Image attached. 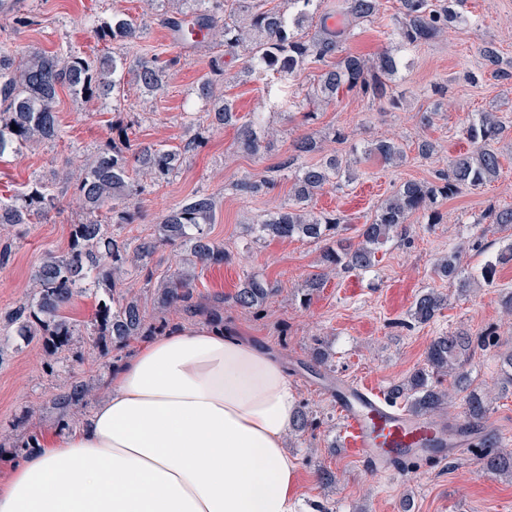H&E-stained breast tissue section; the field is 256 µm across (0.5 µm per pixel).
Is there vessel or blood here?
<instances>
[{"label":"vessel or blood","instance_id":"vessel-or-blood-1","mask_svg":"<svg viewBox=\"0 0 512 512\" xmlns=\"http://www.w3.org/2000/svg\"><path fill=\"white\" fill-rule=\"evenodd\" d=\"M330 396L343 418L349 449L378 476L404 471L416 461L458 456L486 435L484 427L464 419L447 425L403 411L372 384L340 379Z\"/></svg>","mask_w":512,"mask_h":512}]
</instances>
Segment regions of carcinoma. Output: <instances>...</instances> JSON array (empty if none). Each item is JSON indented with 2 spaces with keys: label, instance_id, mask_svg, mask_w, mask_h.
Returning <instances> with one entry per match:
<instances>
[{
  "label": "carcinoma",
  "instance_id": "1",
  "mask_svg": "<svg viewBox=\"0 0 512 512\" xmlns=\"http://www.w3.org/2000/svg\"><path fill=\"white\" fill-rule=\"evenodd\" d=\"M197 8L191 14L166 11L160 23L172 40L187 42H217L229 52L241 50L247 64L244 73L252 77L274 74L266 83V95L283 107L296 103L288 99V87L300 84L301 76L310 63L321 66L318 83L305 97L307 104L334 101L342 91H356L379 103L392 102L390 83L399 73L403 57L399 53L416 48L450 30L461 32L468 26L464 6L466 0H399L400 12L395 18L391 36L394 46L380 52L376 58L365 57L344 48V43L360 24L369 22L380 9V0H342L343 22L331 27L332 14L327 0H288L294 10L265 8L260 0H193ZM318 18L315 32L303 34L307 19ZM144 27L124 14H115L99 25L101 39L112 46V55L95 64L71 51H19L0 46V158L16 152L27 144H42L59 138L61 133L55 103L61 88L71 95L91 101L118 95L128 74L147 91L160 89L169 67L157 59L127 66L120 50L135 43ZM229 81L222 63L215 59L209 70L198 80V97L209 104L211 122L236 127L240 147L258 153L269 136L266 123L254 115L244 119L235 111L233 102L224 94ZM512 133L495 112H480L462 130L471 149L448 162V172L435 181L408 180L384 200L371 221L360 230L356 244L340 237L343 216L337 213H316L311 209L314 198L328 187L338 188L343 178H352L355 166L377 156L391 165L406 160V152L395 141L376 140L363 147L353 146L350 159L335 154L315 163H303L301 158L318 151L319 143L312 134H304L293 143L294 153L281 166L292 170L288 203L278 211L252 224L256 238L301 239L320 245L321 262L326 270L365 272L375 268L378 253L394 239L409 237V220L419 216L429 224L442 220L437 203L459 195L465 189L477 190L495 180L501 173L500 154L492 148ZM201 146L197 138L181 145L159 148L153 144L134 151L107 143L90 157L73 184V196L81 207L84 219L74 225L69 250L60 256L47 253L31 276V298L19 303L0 318L4 337L0 352L11 336L28 338L41 333L51 351L56 353L70 345L77 324L65 311L76 296L98 292L105 287L107 298L99 301L94 334L89 336L101 351L121 348L152 329L166 325H147L140 301L122 287L129 269H137L161 245L190 250V264L224 263V249L213 243L204 225L213 221L215 200L211 195L194 193L167 213L160 222V235L155 239L120 240L110 231L114 224H127L131 208L148 184L165 181L177 169L180 160ZM269 179L244 178L235 184L236 190L256 195L270 188ZM55 197L40 183L32 187L23 205L0 201V226L29 224L34 215L45 214L54 205ZM512 261V243L483 265L480 275L490 281L498 264ZM436 272L458 284L464 292L475 281L463 273L459 250L436 263ZM194 276L185 267L175 269L157 289L155 301L161 309L199 314L194 302ZM271 293L266 280L250 275L238 288L233 302L243 310H256ZM447 299L428 289L419 294L409 310L411 320L427 324L443 309ZM493 332L475 337L458 330L435 337L426 353L424 366L415 369L400 384L392 387L389 397L405 401L412 413L432 416L447 402L448 394L438 389L432 378L436 374L452 378L456 391L464 394L465 416L479 425L488 415L484 397L474 388L464 367L476 350L485 347ZM93 387L74 380L53 395L59 410L60 428L73 423L88 404ZM487 469L512 474V452L490 450L484 457Z\"/></svg>",
  "mask_w": 512,
  "mask_h": 512
}]
</instances>
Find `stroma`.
<instances>
[{
	"label": "stroma",
	"instance_id": "stroma-1",
	"mask_svg": "<svg viewBox=\"0 0 512 512\" xmlns=\"http://www.w3.org/2000/svg\"><path fill=\"white\" fill-rule=\"evenodd\" d=\"M21 11L31 25L0 29V42L19 50L64 48L99 61L108 52L98 37L101 20L113 13L143 18L146 29L139 51L179 57L163 88L144 91L126 80L118 98L92 101L60 92L56 103L62 133L51 144L22 147L0 158V198L19 201L36 180L52 184L54 208L33 224L0 230V249L10 257L0 266V314L13 309L30 292L31 275L46 253L65 254L73 224L83 212L74 203L71 182L59 171L79 175L91 154L109 141L176 145L200 137L201 147L188 156L168 180L148 190L137 201L132 223L113 225L124 239L153 237L169 210L197 191L212 194L216 219L209 232L223 245L224 264L197 269L195 301L205 315L244 336L254 337L278 356L295 384L299 405L312 420L302 433L289 432L287 448L297 463V493L305 507L317 512H512V476L482 469L480 449L468 448L454 460L413 466L402 475L376 479L346 447L344 422L324 387L342 377L378 385L382 391L403 382L425 363L428 346L436 336L458 329L472 334L493 331L496 344L476 350L466 365L473 385L489 402V438L498 448L512 451V391H505L501 355L512 348V313L504 297L512 291V262L500 266L493 282L472 285L466 296L439 277L435 261L459 250L460 265L477 271L512 242V226L483 222L488 208L512 206V139L498 142L502 165L495 182L446 201L442 221H412L408 239L388 242L372 271L325 273L318 246L283 239H255L245 226L276 211L288 200L290 171L277 184L254 196L236 191L244 175L261 178L283 162L292 141L304 133H317L328 154L348 156L351 144L389 139L403 145L407 160L395 167L378 159L362 163L355 178L340 189H325L313 202L315 211L338 212L346 219L344 237L357 239L377 205L403 182L430 180L447 169L449 159L469 147L460 129L477 113L495 111L512 119V78L494 76L482 64L480 48L487 43L498 50L503 63H512V0H468L471 23L461 33H446L405 53L403 66L392 84L393 101L378 104L353 92L315 108L311 121L301 115L271 109L263 84L241 76L242 54H224L226 73L236 81L225 93L240 114L264 113L274 137L253 154L239 148L235 128H213L209 120L189 126L180 115L202 107L195 89L216 48L207 44L175 45L158 22L161 13L188 10L187 0H22ZM399 0H381L372 22L347 43L365 57H374L391 44L393 19ZM434 115L423 126L421 113ZM436 144L433 155L420 156L422 139ZM186 253L162 247L145 268L129 272L125 286L131 294L153 301L161 281L184 266ZM260 273L272 293L257 313L234 307L231 296L245 277ZM325 284L310 304H302L303 288L316 274ZM434 288L448 303L427 324L408 323L410 307L421 291ZM98 309L93 295L76 297L67 311L81 335L69 348L48 355L40 337L13 338L0 352V481L16 459L15 446L27 435L44 436L56 430L59 412L52 398L57 390L79 379L102 386L110 368L126 355L114 350L106 356L93 352L88 334ZM324 343L330 353L327 366L312 364L310 350ZM332 471L335 483L320 480Z\"/></svg>",
	"mask_w": 512,
	"mask_h": 512
}]
</instances>
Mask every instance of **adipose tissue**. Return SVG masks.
<instances>
[{
	"label": "adipose tissue",
	"mask_w": 512,
	"mask_h": 512,
	"mask_svg": "<svg viewBox=\"0 0 512 512\" xmlns=\"http://www.w3.org/2000/svg\"><path fill=\"white\" fill-rule=\"evenodd\" d=\"M297 405L259 343L167 331L110 370L86 423L13 464L0 512H298L285 448Z\"/></svg>",
	"instance_id": "adipose-tissue-1"
}]
</instances>
